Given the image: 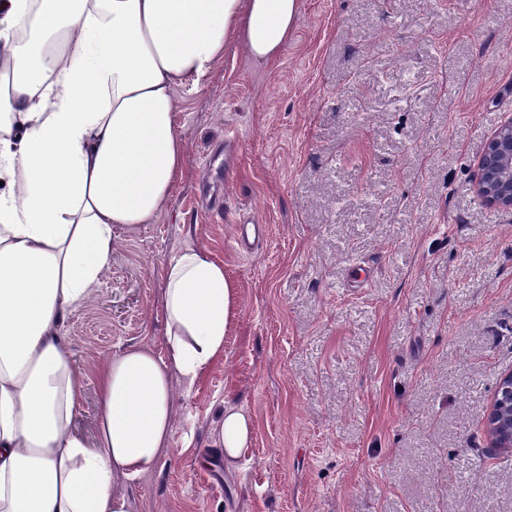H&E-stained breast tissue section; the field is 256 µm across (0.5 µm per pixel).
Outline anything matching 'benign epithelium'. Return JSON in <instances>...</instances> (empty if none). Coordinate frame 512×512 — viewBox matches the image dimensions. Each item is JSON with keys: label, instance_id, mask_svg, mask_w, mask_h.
<instances>
[{"label": "benign epithelium", "instance_id": "obj_1", "mask_svg": "<svg viewBox=\"0 0 512 512\" xmlns=\"http://www.w3.org/2000/svg\"><path fill=\"white\" fill-rule=\"evenodd\" d=\"M475 193L487 206L512 210V119L493 133L479 157ZM486 430L493 447L512 455V372L501 375L488 407Z\"/></svg>", "mask_w": 512, "mask_h": 512}]
</instances>
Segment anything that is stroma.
Wrapping results in <instances>:
<instances>
[{"mask_svg":"<svg viewBox=\"0 0 512 512\" xmlns=\"http://www.w3.org/2000/svg\"><path fill=\"white\" fill-rule=\"evenodd\" d=\"M175 94L171 196L63 327L91 439L102 365L167 353V261L205 251L236 290L133 512H512L485 426L512 370V210L474 191L512 117V0H300L278 59L230 45ZM228 404L255 423L234 469L210 446Z\"/></svg>","mask_w":512,"mask_h":512,"instance_id":"obj_1","label":"stroma"}]
</instances>
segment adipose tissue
<instances>
[{
  "label": "adipose tissue",
  "instance_id": "1",
  "mask_svg": "<svg viewBox=\"0 0 512 512\" xmlns=\"http://www.w3.org/2000/svg\"><path fill=\"white\" fill-rule=\"evenodd\" d=\"M300 0H0V512H131L169 447L173 374L224 356L236 294L187 249L166 264L169 354L130 346L101 368L94 443L73 430L81 376L61 329L108 269L114 231L148 223L181 172L174 88L230 43L280 56ZM251 414L225 406L228 466Z\"/></svg>",
  "mask_w": 512,
  "mask_h": 512
}]
</instances>
